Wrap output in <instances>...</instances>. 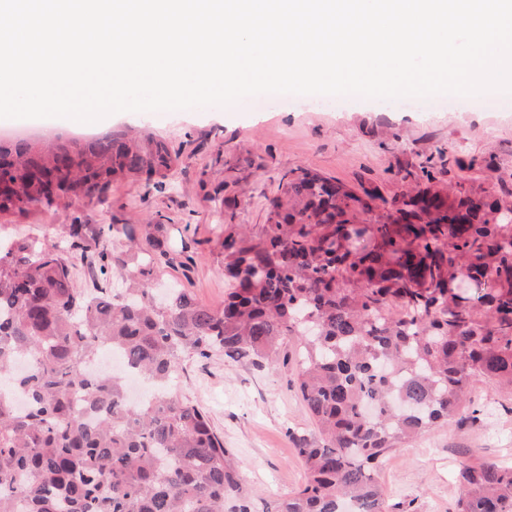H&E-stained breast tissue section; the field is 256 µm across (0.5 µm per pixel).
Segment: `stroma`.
Returning a JSON list of instances; mask_svg holds the SVG:
<instances>
[{
  "label": "stroma",
  "mask_w": 512,
  "mask_h": 512,
  "mask_svg": "<svg viewBox=\"0 0 512 512\" xmlns=\"http://www.w3.org/2000/svg\"><path fill=\"white\" fill-rule=\"evenodd\" d=\"M140 131L180 155L162 187L128 177L113 181L104 201L62 200L26 216L0 215V237H34L64 245L66 226L162 224L173 248L189 243L190 269L161 267L158 288H186L214 309L228 292L218 244L225 225L260 232L286 172L309 168L351 187L378 188L392 198L424 189L421 168L438 149L451 147L432 173L441 183L492 184L512 190V94L456 97L453 106L427 102L384 110L357 98L340 109L304 102L272 105L251 97L231 107L170 112H120L85 126L64 119L55 134ZM297 342L289 340L287 365L221 354L186 360L176 384L203 408L224 439L241 476L252 512L296 490L304 481L289 430L310 428L297 396ZM488 411L433 428L389 454L376 474L388 512H456V475L472 456L512 463V395L478 388Z\"/></svg>",
  "instance_id": "35a3bbf8"
}]
</instances>
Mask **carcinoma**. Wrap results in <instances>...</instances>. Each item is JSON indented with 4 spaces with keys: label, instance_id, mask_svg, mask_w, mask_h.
<instances>
[{
    "label": "carcinoma",
    "instance_id": "1",
    "mask_svg": "<svg viewBox=\"0 0 512 512\" xmlns=\"http://www.w3.org/2000/svg\"><path fill=\"white\" fill-rule=\"evenodd\" d=\"M178 158L151 136L0 139V177L21 180L0 191V213L91 201ZM284 178L260 233L224 231L220 309L186 288L155 301L157 265L174 263L163 224H71L63 249L0 241V512H224L239 473L208 413L174 388L192 356L272 364L286 338L300 345L315 431L288 432L306 481L273 512H386L374 477L386 453L458 415L480 420L478 383L512 392L511 200L461 186L389 202L307 168ZM80 264L97 273L90 288ZM116 270L119 293L99 283ZM459 273L474 285L464 298ZM103 350L162 394L128 409L122 377L89 370ZM458 480L457 512H512V466L468 462Z\"/></svg>",
    "mask_w": 512,
    "mask_h": 512
}]
</instances>
